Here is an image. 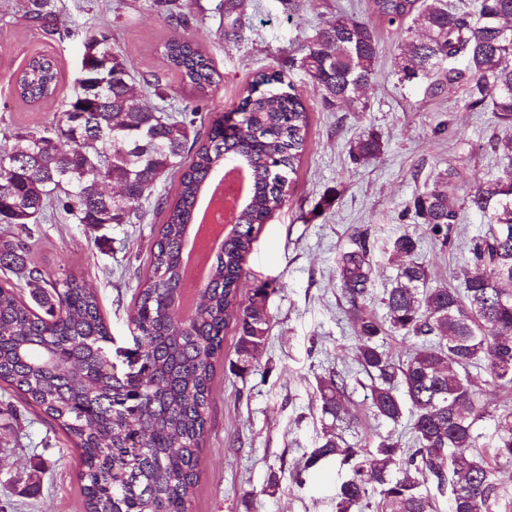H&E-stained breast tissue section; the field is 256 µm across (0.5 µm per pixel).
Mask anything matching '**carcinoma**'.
<instances>
[{
  "mask_svg": "<svg viewBox=\"0 0 512 512\" xmlns=\"http://www.w3.org/2000/svg\"><path fill=\"white\" fill-rule=\"evenodd\" d=\"M380 26L401 37L400 80L439 75L430 93L460 84L477 112L489 109L512 125V0H480L474 13L445 0H372ZM56 0H28L26 18L46 22ZM378 55L375 27L353 15L325 22L304 48L300 66L314 80L322 102L365 107L362 91L371 82ZM169 67L200 97L215 84L214 69L196 44L175 38L164 46ZM79 74L94 91L72 89L61 119L51 127L13 135L0 148V224L21 233L0 239V267L28 279L32 302L0 284V382L37 404L81 450L86 512H187L198 483V460L207 427L210 388L224 343V329L238 332L236 369L245 373L264 347L270 316L269 284L253 290L242 305L239 285L255 240L286 201L287 182L271 167L293 173L304 150L308 116L278 70H265L246 88L232 132L224 116L200 133L184 111L150 107L112 34L100 28L85 39ZM19 95L30 102L55 94L52 60L35 57L16 78ZM511 161L501 176L478 185L460 204L454 169L440 185L413 198L430 235L448 241L459 209L486 219L488 231L471 248L475 273H463L461 288H432L428 269L406 257L417 239L395 238L391 255L404 259L382 303L388 325L361 315L370 275L367 249L339 260L342 287L360 320L356 357L372 379L374 413L394 423L410 412L416 447L382 437L365 455L339 434L325 431L304 470L335 459L349 468L340 486L339 512H351L369 492L379 491L377 512H433L419 491L432 478L449 486L450 512H495L500 505L499 469L512 464V412L498 422L491 443L480 425L497 408L469 378L478 365L498 385L512 389V135L496 142ZM374 136L353 146L357 161L380 151ZM235 157L250 170L251 192L240 226L224 239L211 262L199 301L177 318L165 310L182 293L184 246L195 204L206 180ZM179 191L161 210L151 273L139 285L129 315L134 346L126 364L113 362V338L97 296L72 276L47 279L28 266L24 235L56 211L73 223L96 227L141 221L140 200L170 171ZM411 342L404 360L383 350L386 335ZM346 376L321 378L322 413L341 422L348 414ZM493 449L492 459L479 449Z\"/></svg>",
  "mask_w": 512,
  "mask_h": 512,
  "instance_id": "carcinoma-1",
  "label": "carcinoma"
}]
</instances>
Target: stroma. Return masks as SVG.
I'll return each mask as SVG.
<instances>
[{"mask_svg":"<svg viewBox=\"0 0 512 512\" xmlns=\"http://www.w3.org/2000/svg\"><path fill=\"white\" fill-rule=\"evenodd\" d=\"M47 24L29 21L25 0H0V146L18 130L40 129L62 116L80 65L81 41L91 29L110 30L132 62L137 79H160L161 95L149 105L188 109L206 130L216 114L236 111L258 72L280 70L308 112L306 149L295 166L285 204L256 228L240 294L249 299L268 281L277 291L266 307L268 338L243 375L233 370L238 332L224 331V353L211 384L209 425L202 445L199 483L189 512H336L349 473L336 461L296 474L325 427L317 381L344 374L351 421L337 425L348 444L369 449L392 435L411 446L409 418L394 423L375 416L369 376L355 359L358 322L343 294L338 260L366 247L371 261L364 314L384 319L381 298L396 275L390 243L409 232L419 238L415 261L434 288L460 287L472 239L484 233L480 216L461 210L449 245L430 236L414 212L413 196L454 168L457 196L502 173L494 152L506 126L491 112L467 107L466 91L446 86L431 95L429 81L400 82L403 47L397 34L379 28L375 75L364 92V110L326 107L297 62L316 29L344 11L373 20L370 0H307L301 17L288 16L280 0H193L184 23L152 0H57ZM186 36L213 61L216 85L198 97L163 58L166 41ZM38 55L54 59L59 88L32 104L14 89V77ZM378 135L383 149L354 164L358 139ZM178 177L163 176L141 205L137 224L89 228L56 215L32 225L27 239L32 265L51 277L73 275L93 290L116 346L132 344L128 314L137 288L151 270V252L164 214L159 200L174 198ZM329 209L315 212L322 198ZM79 451L64 431L11 387L0 385V512H85Z\"/></svg>","mask_w":512,"mask_h":512,"instance_id":"1","label":"stroma"}]
</instances>
